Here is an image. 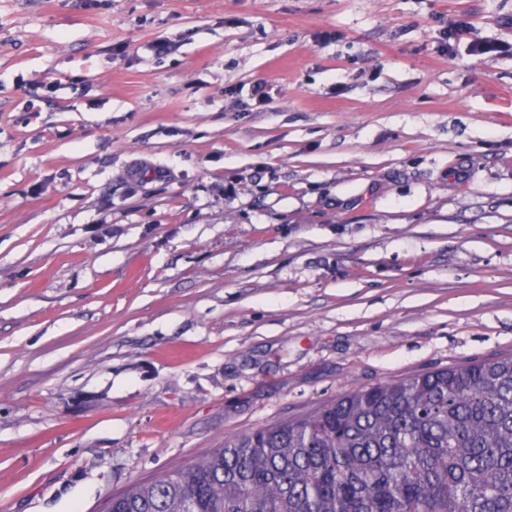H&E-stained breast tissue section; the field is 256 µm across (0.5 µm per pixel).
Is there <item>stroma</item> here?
Masks as SVG:
<instances>
[{"label": "stroma", "mask_w": 512, "mask_h": 512, "mask_svg": "<svg viewBox=\"0 0 512 512\" xmlns=\"http://www.w3.org/2000/svg\"><path fill=\"white\" fill-rule=\"evenodd\" d=\"M473 38L512 0H0V512L512 355V55Z\"/></svg>", "instance_id": "obj_1"}]
</instances>
